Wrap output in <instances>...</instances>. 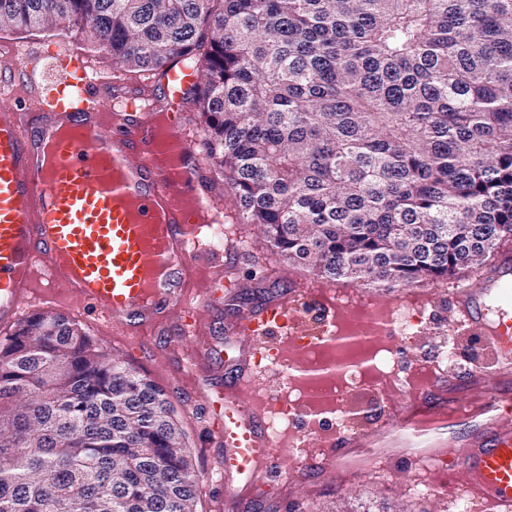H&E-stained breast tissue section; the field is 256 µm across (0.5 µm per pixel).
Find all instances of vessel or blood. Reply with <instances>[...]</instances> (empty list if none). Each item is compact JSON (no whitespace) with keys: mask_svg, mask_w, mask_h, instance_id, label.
Wrapping results in <instances>:
<instances>
[{"mask_svg":"<svg viewBox=\"0 0 512 512\" xmlns=\"http://www.w3.org/2000/svg\"><path fill=\"white\" fill-rule=\"evenodd\" d=\"M35 112L0 105V324L18 321L32 299L65 296L90 305L123 335L144 338L178 315L186 338L203 343L196 286L224 284V246L196 243L204 228L224 221L211 200L197 151L184 129L182 106L201 84V66L167 72L162 103L144 105V93L103 94L85 58L44 53ZM512 253L503 252L485 287L448 294L482 338L486 370L461 364L432 378H415L413 362L395 373L398 391L412 392L404 410L380 404L378 416L361 410L376 393L362 389L343 404L345 421L331 430L336 469L359 449H380L375 464L413 460L448 468L480 512H512ZM317 307L307 336L339 335L342 302L297 288L243 315L230 332L239 353L226 366L217 436L224 443V483L246 496L268 484L284 457L303 468L314 461L302 446L270 442L271 399L252 405L238 391L253 379L266 352L300 311ZM477 400L473 428L440 431L459 397Z\"/></svg>","mask_w":512,"mask_h":512,"instance_id":"obj_1","label":"vessel or blood"}]
</instances>
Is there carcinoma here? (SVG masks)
Segmentation results:
<instances>
[{
  "mask_svg": "<svg viewBox=\"0 0 512 512\" xmlns=\"http://www.w3.org/2000/svg\"><path fill=\"white\" fill-rule=\"evenodd\" d=\"M74 28L116 79L203 66L226 229L319 280L466 284L512 243V0H0V31ZM198 481L165 391L78 323L0 337V512H196ZM238 235L251 243V251L254 255L269 259L267 239L263 227L259 224H237Z\"/></svg>",
  "mask_w": 512,
  "mask_h": 512,
  "instance_id": "1",
  "label": "carcinoma"
}]
</instances>
